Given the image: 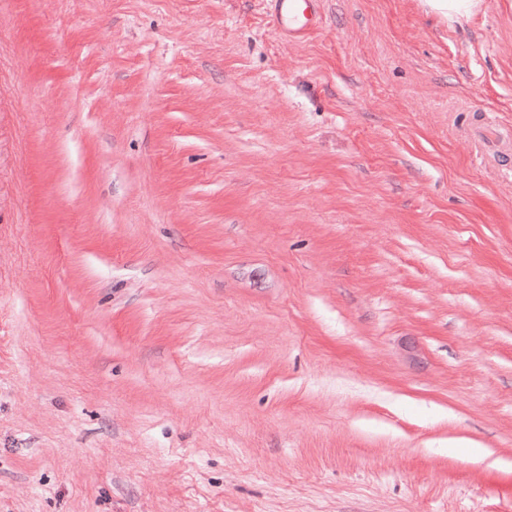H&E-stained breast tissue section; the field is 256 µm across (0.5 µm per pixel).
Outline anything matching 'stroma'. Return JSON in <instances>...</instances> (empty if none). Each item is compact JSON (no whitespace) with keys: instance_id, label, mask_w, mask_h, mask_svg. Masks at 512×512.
<instances>
[{"instance_id":"obj_1","label":"stroma","mask_w":512,"mask_h":512,"mask_svg":"<svg viewBox=\"0 0 512 512\" xmlns=\"http://www.w3.org/2000/svg\"><path fill=\"white\" fill-rule=\"evenodd\" d=\"M0 0V512H512V0ZM275 2V16L278 19L288 16V21L293 20L295 25L288 27V32L297 36L307 33L311 19L307 15L311 5L318 0H271ZM427 12L452 26L470 21L483 8L484 0H421Z\"/></svg>"}]
</instances>
